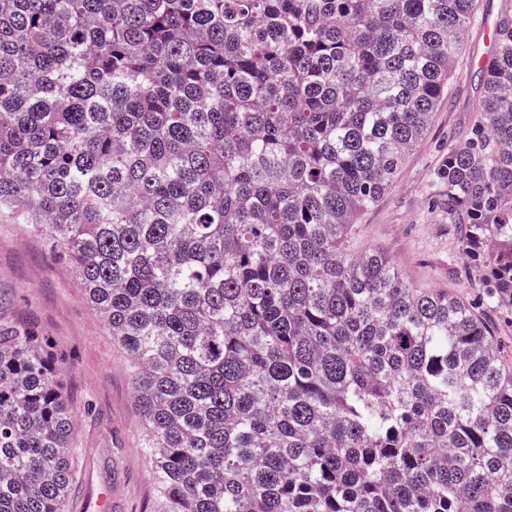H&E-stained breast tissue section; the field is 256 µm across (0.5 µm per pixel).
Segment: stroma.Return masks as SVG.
I'll list each match as a JSON object with an SVG mask.
<instances>
[{"instance_id":"stroma-1","label":"stroma","mask_w":512,"mask_h":512,"mask_svg":"<svg viewBox=\"0 0 512 512\" xmlns=\"http://www.w3.org/2000/svg\"><path fill=\"white\" fill-rule=\"evenodd\" d=\"M512 10V0H481L448 89L426 136L403 158L392 186L364 211L346 242L352 253L378 251L410 287L471 297L482 277L448 222V188L437 176L461 145L479 103L474 60L485 51L483 19ZM25 323L57 357L73 409L77 478L67 512H153L157 489L142 450L144 429L135 404L129 359L87 302L80 281L54 253L45 234L0 219V324Z\"/></svg>"}]
</instances>
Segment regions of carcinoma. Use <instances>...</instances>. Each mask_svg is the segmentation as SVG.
Wrapping results in <instances>:
<instances>
[{"label": "carcinoma", "mask_w": 512, "mask_h": 512, "mask_svg": "<svg viewBox=\"0 0 512 512\" xmlns=\"http://www.w3.org/2000/svg\"><path fill=\"white\" fill-rule=\"evenodd\" d=\"M479 0H0V216L130 359L157 512H512V13L448 152L473 298L351 254ZM74 421L0 327V512H65Z\"/></svg>", "instance_id": "1"}]
</instances>
